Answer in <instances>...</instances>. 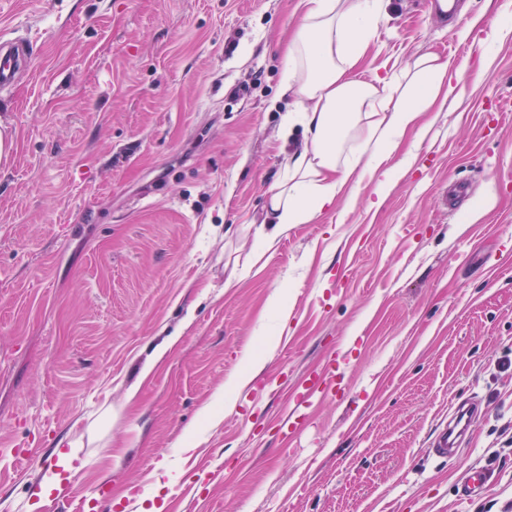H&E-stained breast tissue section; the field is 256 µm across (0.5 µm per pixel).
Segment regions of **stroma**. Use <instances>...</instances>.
Listing matches in <instances>:
<instances>
[{"label": "stroma", "mask_w": 512, "mask_h": 512, "mask_svg": "<svg viewBox=\"0 0 512 512\" xmlns=\"http://www.w3.org/2000/svg\"><path fill=\"white\" fill-rule=\"evenodd\" d=\"M390 0L355 66L461 68L385 192L293 225L261 262L288 157L281 73L299 0H0L30 67L0 88V512H506L512 505V0ZM249 84L247 95L231 91ZM468 186L458 211L441 193ZM284 292L288 320L267 308ZM351 350L293 437L285 382ZM265 384L261 404L217 390ZM135 403H127L129 390ZM458 455L432 440L464 396ZM75 453L64 493L46 474ZM493 482L463 503L458 475Z\"/></svg>", "instance_id": "obj_1"}]
</instances>
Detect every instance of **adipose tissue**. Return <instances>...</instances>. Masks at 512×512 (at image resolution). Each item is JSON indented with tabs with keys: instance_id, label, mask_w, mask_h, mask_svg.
<instances>
[{
	"instance_id": "adipose-tissue-1",
	"label": "adipose tissue",
	"mask_w": 512,
	"mask_h": 512,
	"mask_svg": "<svg viewBox=\"0 0 512 512\" xmlns=\"http://www.w3.org/2000/svg\"><path fill=\"white\" fill-rule=\"evenodd\" d=\"M301 23L288 45L281 79L292 95L283 140L302 132L273 186L263 222L270 228L259 249L296 224L314 221L335 205L349 182L398 175L390 159L420 127L423 112L443 109L454 91L451 59L424 54L406 68L400 91L380 76L351 77L379 13V0H301ZM357 147H349L352 138Z\"/></svg>"
}]
</instances>
